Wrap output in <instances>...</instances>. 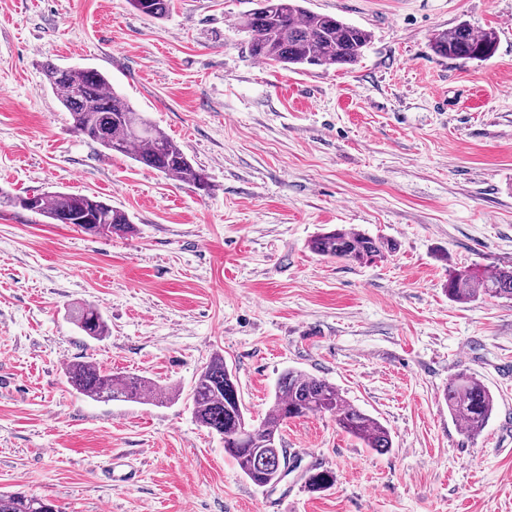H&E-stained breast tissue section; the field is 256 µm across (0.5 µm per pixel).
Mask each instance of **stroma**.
<instances>
[{"label": "stroma", "instance_id": "1", "mask_svg": "<svg viewBox=\"0 0 512 512\" xmlns=\"http://www.w3.org/2000/svg\"><path fill=\"white\" fill-rule=\"evenodd\" d=\"M258 0H0V191L100 196L136 227L95 237L0 206V490L62 512H512V300L450 301L455 267L512 265V0H307L366 30L356 63L285 68L249 52ZM495 29L486 60L434 33ZM102 72L211 186L203 193L75 133L43 67ZM344 224L393 239L371 264L309 244ZM97 306L109 334L75 323ZM223 355L249 424L290 368L335 385L392 438L380 454L318 413L259 487L194 418ZM75 360L179 389L151 405L77 393ZM476 375L496 411L468 436L440 394ZM126 458L132 482L102 473ZM325 466L322 492L305 482ZM172 0H129L131 7L140 15L162 20L170 12Z\"/></svg>", "mask_w": 512, "mask_h": 512}]
</instances>
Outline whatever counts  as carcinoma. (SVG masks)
I'll return each mask as SVG.
<instances>
[{
    "label": "carcinoma",
    "instance_id": "1",
    "mask_svg": "<svg viewBox=\"0 0 512 512\" xmlns=\"http://www.w3.org/2000/svg\"><path fill=\"white\" fill-rule=\"evenodd\" d=\"M304 0H259V7L247 14L243 27L249 33L250 54L262 61L285 66H343L355 62L369 43L367 31L327 14L313 12ZM141 15L162 20L170 12L171 0H129ZM493 30L475 31L466 24L442 30L432 39L435 54L453 59L481 60L495 50ZM45 76L62 107L69 112L73 129L102 148L132 158L183 183L209 192L205 175L196 169L179 145L157 128L118 94L108 79L94 68L44 66ZM43 216L50 224H74L93 236L124 235L134 226L124 211L98 196L51 192L12 196L13 205L23 206ZM311 250L324 258L357 264L372 263L396 250V243L371 237L354 228L340 227L318 235ZM448 299L467 303L479 297L512 300V267L493 272L454 268L445 285ZM77 326L89 337L108 334V325L98 308L87 305L75 316ZM68 383L80 394L98 401L160 402L154 382L138 376L115 375L100 364L73 361L67 364ZM448 413L470 436L480 434L495 410V397L476 376L459 373L448 381L442 394ZM193 414L204 427L224 438V452L234 459L241 472L256 486L278 471L288 468L287 450L281 431L289 421L329 413L336 426L380 453L392 448L390 431L343 398L338 389L323 379L296 369L279 379L275 399L260 424L246 425L237 381L224 356L214 355L194 382ZM336 481L328 470L308 472L306 484L314 492L325 491ZM0 512H62L57 505L21 492L1 493Z\"/></svg>",
    "mask_w": 512,
    "mask_h": 512
}]
</instances>
